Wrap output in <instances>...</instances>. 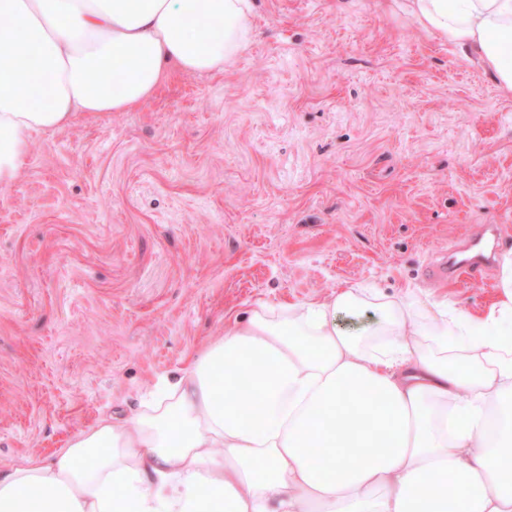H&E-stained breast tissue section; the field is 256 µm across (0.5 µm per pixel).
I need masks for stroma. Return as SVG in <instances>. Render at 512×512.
Returning <instances> with one entry per match:
<instances>
[{
    "mask_svg": "<svg viewBox=\"0 0 512 512\" xmlns=\"http://www.w3.org/2000/svg\"><path fill=\"white\" fill-rule=\"evenodd\" d=\"M257 4L224 71L34 134L0 185V465L132 415L262 304L498 300L512 93L389 0ZM485 224L496 261L435 276Z\"/></svg>",
    "mask_w": 512,
    "mask_h": 512,
    "instance_id": "obj_1",
    "label": "stroma"
}]
</instances>
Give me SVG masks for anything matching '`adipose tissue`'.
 I'll list each match as a JSON object with an SVG mask.
<instances>
[{
  "label": "adipose tissue",
  "mask_w": 512,
  "mask_h": 512,
  "mask_svg": "<svg viewBox=\"0 0 512 512\" xmlns=\"http://www.w3.org/2000/svg\"><path fill=\"white\" fill-rule=\"evenodd\" d=\"M512 92V0H393ZM255 0H0V185L32 135L223 71ZM477 317L357 287L233 319L154 400L0 466V512H512V250ZM373 311V327L345 318ZM321 449L314 459L313 449Z\"/></svg>",
  "instance_id": "ef3b65f1"
}]
</instances>
